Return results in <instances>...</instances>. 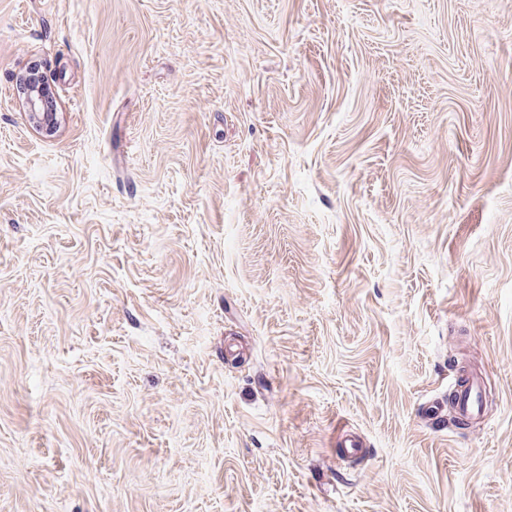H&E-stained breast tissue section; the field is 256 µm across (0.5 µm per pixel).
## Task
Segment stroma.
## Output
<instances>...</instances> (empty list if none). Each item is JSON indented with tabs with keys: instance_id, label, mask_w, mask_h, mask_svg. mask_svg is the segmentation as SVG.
Here are the masks:
<instances>
[{
	"instance_id": "35a3bbf8",
	"label": "stroma",
	"mask_w": 512,
	"mask_h": 512,
	"mask_svg": "<svg viewBox=\"0 0 512 512\" xmlns=\"http://www.w3.org/2000/svg\"><path fill=\"white\" fill-rule=\"evenodd\" d=\"M0 512H512V0H0ZM25 85V104L27 112L32 119L40 127L46 131H51L56 121V112H45L47 106L45 88L37 80L26 78L24 79ZM458 385V387H457ZM456 385L455 408L460 418L478 416L483 404L482 381L477 376L467 377Z\"/></svg>"
}]
</instances>
